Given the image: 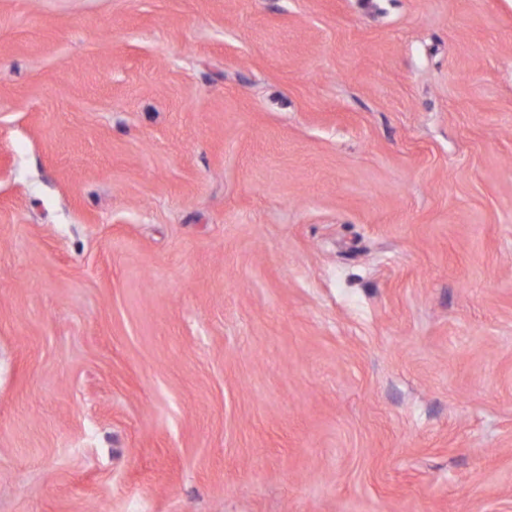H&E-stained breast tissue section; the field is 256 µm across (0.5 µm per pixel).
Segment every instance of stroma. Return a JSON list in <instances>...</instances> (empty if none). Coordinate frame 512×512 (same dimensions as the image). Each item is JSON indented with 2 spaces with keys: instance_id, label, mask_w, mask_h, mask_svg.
<instances>
[{
  "instance_id": "35a3bbf8",
  "label": "stroma",
  "mask_w": 512,
  "mask_h": 512,
  "mask_svg": "<svg viewBox=\"0 0 512 512\" xmlns=\"http://www.w3.org/2000/svg\"><path fill=\"white\" fill-rule=\"evenodd\" d=\"M0 512H512V0H0Z\"/></svg>"
}]
</instances>
